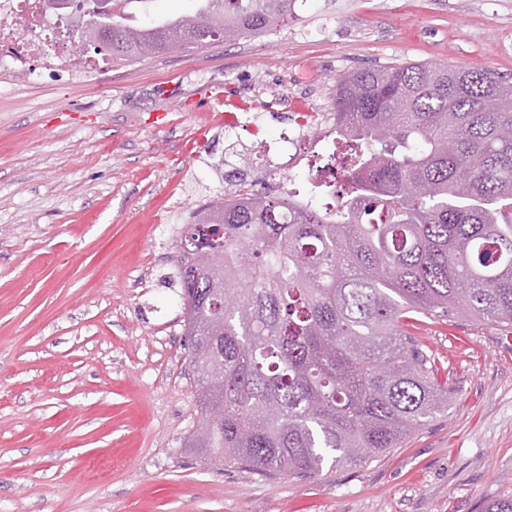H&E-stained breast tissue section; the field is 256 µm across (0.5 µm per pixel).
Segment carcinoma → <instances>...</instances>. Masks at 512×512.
<instances>
[{"label": "carcinoma", "mask_w": 512, "mask_h": 512, "mask_svg": "<svg viewBox=\"0 0 512 512\" xmlns=\"http://www.w3.org/2000/svg\"><path fill=\"white\" fill-rule=\"evenodd\" d=\"M73 15L106 58L192 54L288 24L295 0H194L188 14ZM358 138L353 196L217 197L176 260L214 462L312 477L395 448L448 407V381L410 332L417 315L490 319L512 334V85L487 69L391 63L336 81ZM478 512H512L485 499Z\"/></svg>", "instance_id": "obj_1"}]
</instances>
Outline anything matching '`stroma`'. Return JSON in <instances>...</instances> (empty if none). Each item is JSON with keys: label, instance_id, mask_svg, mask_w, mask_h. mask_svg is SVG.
I'll use <instances>...</instances> for the list:
<instances>
[{"label": "stroma", "instance_id": "1", "mask_svg": "<svg viewBox=\"0 0 512 512\" xmlns=\"http://www.w3.org/2000/svg\"><path fill=\"white\" fill-rule=\"evenodd\" d=\"M300 34L113 67L0 72V512H475L512 498V341L419 318L448 408L313 477L217 466L176 282L181 205L223 193L229 140L276 142L336 82L412 61L512 83V0H297ZM263 113L261 127L245 119Z\"/></svg>", "mask_w": 512, "mask_h": 512}]
</instances>
